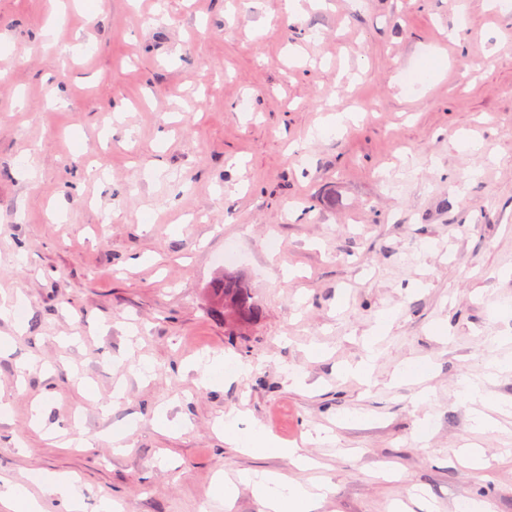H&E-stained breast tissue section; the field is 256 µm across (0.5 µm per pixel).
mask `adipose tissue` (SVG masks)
Masks as SVG:
<instances>
[{"label": "adipose tissue", "mask_w": 512, "mask_h": 512, "mask_svg": "<svg viewBox=\"0 0 512 512\" xmlns=\"http://www.w3.org/2000/svg\"><path fill=\"white\" fill-rule=\"evenodd\" d=\"M225 443L241 448L248 453L277 455L288 459L289 463L300 469L312 467L313 462L301 449L278 443L273 436L262 430L253 429L243 432L239 415L228 413L224 416ZM28 485L0 482V512H43L40 501L28 490L29 485L45 488L59 498L67 512H79L82 490L80 486L62 474L43 470L30 471ZM251 485L265 512H308L310 504L317 500L314 488L288 479L287 475L270 473L263 476L249 473L239 474L237 480L216 479L209 494L232 505L238 483Z\"/></svg>", "instance_id": "ef3b65f1"}]
</instances>
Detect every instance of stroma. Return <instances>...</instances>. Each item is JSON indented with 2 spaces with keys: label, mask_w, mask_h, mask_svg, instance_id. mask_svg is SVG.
<instances>
[{
  "label": "stroma",
  "mask_w": 512,
  "mask_h": 512,
  "mask_svg": "<svg viewBox=\"0 0 512 512\" xmlns=\"http://www.w3.org/2000/svg\"><path fill=\"white\" fill-rule=\"evenodd\" d=\"M340 111L357 115L341 132ZM228 269L259 321L208 315ZM16 295L0 478L73 475L81 512H262L246 485L229 510L209 496L240 471L329 485L313 512H512V367L485 369L512 358V12L0 0V297ZM215 353L253 370L202 386ZM411 360L428 374L397 380ZM464 377L493 401L490 432ZM230 412L316 469L226 444ZM466 443L484 468L457 459Z\"/></svg>",
  "instance_id": "1"
}]
</instances>
